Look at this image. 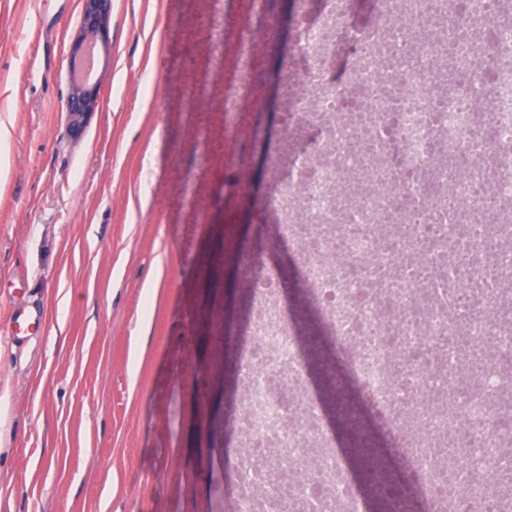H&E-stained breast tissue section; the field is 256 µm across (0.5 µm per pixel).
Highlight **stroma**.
Instances as JSON below:
<instances>
[{"label":"stroma","instance_id":"35a3bbf8","mask_svg":"<svg viewBox=\"0 0 512 512\" xmlns=\"http://www.w3.org/2000/svg\"><path fill=\"white\" fill-rule=\"evenodd\" d=\"M183 0H112L100 107L65 110L81 0H0V286L22 280L49 331L12 349L0 296V512H220L224 294L201 302L207 217L222 201L224 66ZM207 109L183 106L182 74ZM209 173L186 178L199 125ZM214 399L207 448L189 406Z\"/></svg>","mask_w":512,"mask_h":512}]
</instances>
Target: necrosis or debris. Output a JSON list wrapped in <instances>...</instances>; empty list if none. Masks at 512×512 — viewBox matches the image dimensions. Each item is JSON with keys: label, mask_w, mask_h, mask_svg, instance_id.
Segmentation results:
<instances>
[{"label": "necrosis or debris", "mask_w": 512, "mask_h": 512, "mask_svg": "<svg viewBox=\"0 0 512 512\" xmlns=\"http://www.w3.org/2000/svg\"><path fill=\"white\" fill-rule=\"evenodd\" d=\"M298 0L288 153L262 207L295 252L362 425L401 472L391 512H512V26L506 0ZM260 0L224 93L241 168L252 132ZM353 44L336 81V47ZM254 310L242 351L229 512H367L307 386V351L275 269L243 255Z\"/></svg>", "instance_id": "1"}]
</instances>
